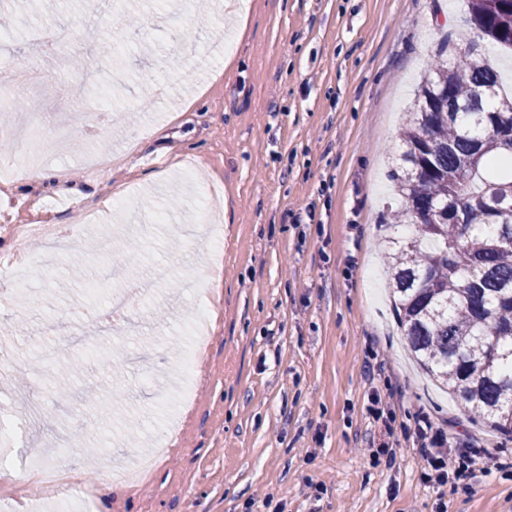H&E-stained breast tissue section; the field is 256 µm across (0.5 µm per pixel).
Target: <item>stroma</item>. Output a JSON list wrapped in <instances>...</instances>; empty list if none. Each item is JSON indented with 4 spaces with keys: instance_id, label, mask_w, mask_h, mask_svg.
<instances>
[{
    "instance_id": "35a3bbf8",
    "label": "stroma",
    "mask_w": 512,
    "mask_h": 512,
    "mask_svg": "<svg viewBox=\"0 0 512 512\" xmlns=\"http://www.w3.org/2000/svg\"><path fill=\"white\" fill-rule=\"evenodd\" d=\"M0 0L23 35L10 42L22 66L41 65L30 34L56 24L72 31L54 46L37 95L19 76L0 98L82 124L74 71L85 49L121 51L123 80L101 109L112 116L96 141L73 140L48 161L78 196L34 181L12 193L27 219L38 202L52 223L79 225L70 254L85 276L32 268L24 287L0 298V328L14 365L0 404L38 395L48 429L23 434L11 458L73 471L70 512H512V436L472 424L409 355L382 271L380 239L396 202L386 161L400 148L403 112L440 46L449 56L476 38L466 0ZM144 16L129 27L125 11ZM212 189L224 211L212 339L196 354L193 409L151 473L104 496L94 477L122 468L153 445L179 398L185 328L197 308L183 280L204 268L209 244L186 233ZM146 226L134 266L152 278L140 334L109 342L100 355L68 347L59 366L81 361L71 385L92 393V425L77 427L40 370L47 315L79 321L105 309L86 282L125 251L130 225ZM382 400L389 420L375 418ZM429 416L450 442L491 448V471L471 487L421 478L416 427ZM77 447L50 449L63 437ZM388 454L378 455L382 445Z\"/></svg>"
}]
</instances>
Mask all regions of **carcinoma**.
<instances>
[{
    "instance_id": "1",
    "label": "carcinoma",
    "mask_w": 512,
    "mask_h": 512,
    "mask_svg": "<svg viewBox=\"0 0 512 512\" xmlns=\"http://www.w3.org/2000/svg\"><path fill=\"white\" fill-rule=\"evenodd\" d=\"M477 37L512 50V0H468ZM392 177L406 229L384 245L420 365L469 417L512 434V94L478 42L423 77Z\"/></svg>"
}]
</instances>
